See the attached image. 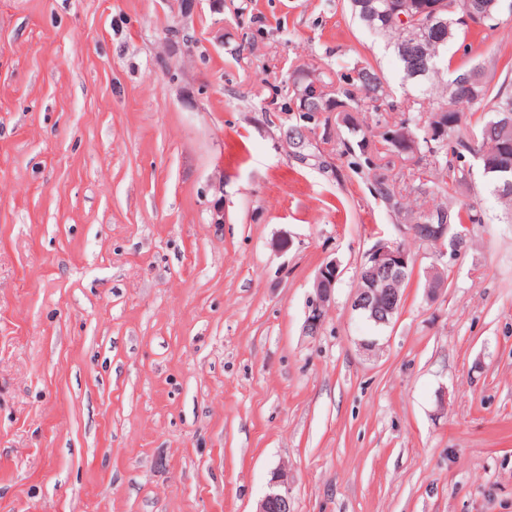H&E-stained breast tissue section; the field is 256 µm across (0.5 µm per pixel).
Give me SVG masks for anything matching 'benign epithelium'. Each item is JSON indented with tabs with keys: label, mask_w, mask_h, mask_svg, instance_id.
Here are the masks:
<instances>
[{
	"label": "benign epithelium",
	"mask_w": 512,
	"mask_h": 512,
	"mask_svg": "<svg viewBox=\"0 0 512 512\" xmlns=\"http://www.w3.org/2000/svg\"><path fill=\"white\" fill-rule=\"evenodd\" d=\"M456 11L452 0H426L423 7L414 10L409 0H397L389 14L391 21H407L410 18L426 19V23L437 22L441 29L447 24V16ZM439 255H451L456 258L457 251H448L445 241L448 240V224L444 217L437 218V223L428 224ZM400 237L394 240L378 241L366 254L365 261L357 272V288L351 299V308L368 322L388 327L401 308L397 286L405 271L412 262L406 241L416 237L418 229L411 224L398 225ZM340 277V265L334 259L322 264L315 274L312 288L314 297L309 303L308 314L304 324L305 334L315 336L322 327L326 312L336 283ZM275 490L261 500L257 512H270L273 505H278L281 512H289L288 481L284 475L274 477Z\"/></svg>",
	"instance_id": "benign-epithelium-1"
}]
</instances>
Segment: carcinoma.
I'll use <instances>...</instances> for the list:
<instances>
[{"label":"carcinoma","instance_id":"1","mask_svg":"<svg viewBox=\"0 0 512 512\" xmlns=\"http://www.w3.org/2000/svg\"><path fill=\"white\" fill-rule=\"evenodd\" d=\"M391 2L375 0L379 11L362 13L353 10L351 15L393 46L402 73V86L419 93V99L407 105L411 115L400 119L398 124L408 125L409 131L418 139V160L425 162L422 180L431 183L442 196L467 184L470 171L448 161L450 153L460 159L476 150L492 164H512V127L500 124L501 113H512V78L506 75L501 83L492 86L482 65L462 64L450 69L448 43L457 37L463 25L457 22L449 25L446 32L436 34L417 22L405 27L390 24L380 10ZM465 106L489 107L475 139L465 127ZM334 109L347 114L349 119L344 125L349 135L346 151L356 148L365 154L371 141L352 112H387L398 109V106L389 99L379 73L366 64L354 66L352 74L345 76L343 84L334 91H321L308 98L302 111L330 112ZM280 123L288 127L290 152L294 155L310 153L312 143L297 117L282 119ZM482 174L501 199L512 202V189L501 188L497 172L484 170ZM376 183L378 196L390 207L398 208L396 192L387 179L379 176ZM433 212L448 216V241L458 238L463 246L466 245L467 226L483 221L482 216L466 204L454 208L437 207Z\"/></svg>","mask_w":512,"mask_h":512}]
</instances>
